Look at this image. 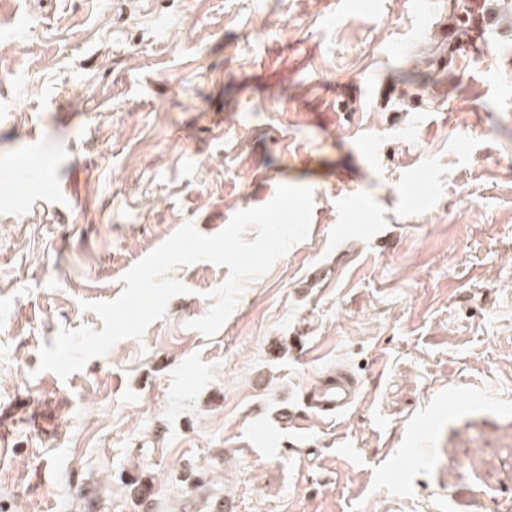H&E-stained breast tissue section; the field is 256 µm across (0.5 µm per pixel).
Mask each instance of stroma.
<instances>
[{
    "label": "stroma",
    "mask_w": 512,
    "mask_h": 512,
    "mask_svg": "<svg viewBox=\"0 0 512 512\" xmlns=\"http://www.w3.org/2000/svg\"><path fill=\"white\" fill-rule=\"evenodd\" d=\"M448 14L0 0V512H512V29L446 71L427 45ZM30 158L50 189L4 180ZM415 169L425 209L405 200ZM282 185L312 192L307 236L216 335L188 326L229 273L202 261L173 271L187 291L140 339L65 380L41 370V347L102 330L88 303L184 224L217 234ZM339 368L366 388L330 422L303 397ZM451 389L439 463L411 458ZM285 408L296 426L275 425ZM259 420L271 445L251 442Z\"/></svg>",
    "instance_id": "obj_1"
}]
</instances>
